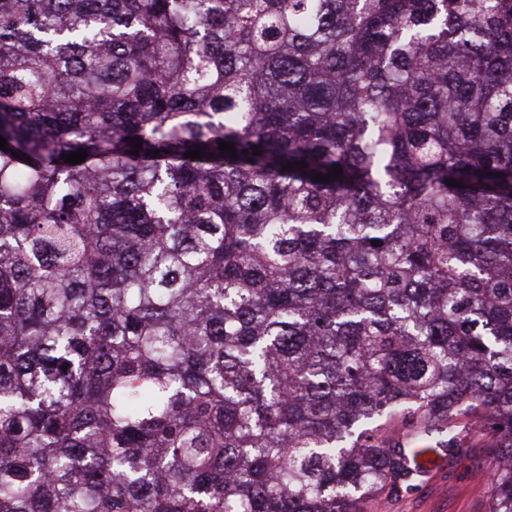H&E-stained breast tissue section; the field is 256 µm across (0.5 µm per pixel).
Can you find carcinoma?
Listing matches in <instances>:
<instances>
[{"label":"carcinoma","mask_w":512,"mask_h":512,"mask_svg":"<svg viewBox=\"0 0 512 512\" xmlns=\"http://www.w3.org/2000/svg\"><path fill=\"white\" fill-rule=\"evenodd\" d=\"M0 136V512H512V0H0ZM470 452L431 472L416 489L375 498L373 512H488V459L478 438Z\"/></svg>","instance_id":"carcinoma-1"}]
</instances>
